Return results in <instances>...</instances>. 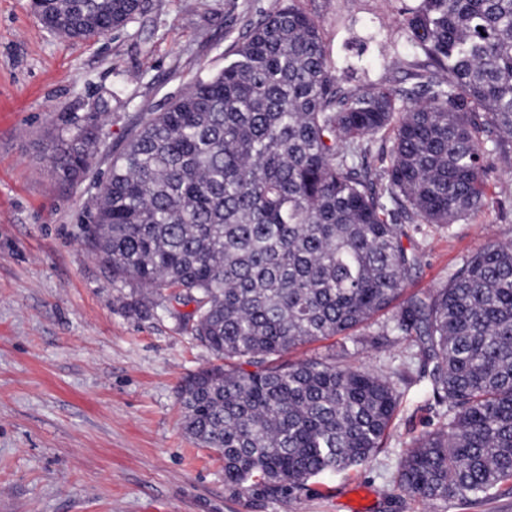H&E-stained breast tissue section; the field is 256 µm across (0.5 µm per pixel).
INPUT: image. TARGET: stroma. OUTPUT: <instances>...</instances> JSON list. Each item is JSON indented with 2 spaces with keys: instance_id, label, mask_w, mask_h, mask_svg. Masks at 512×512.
<instances>
[{
  "instance_id": "35a3bbf8",
  "label": "stroma",
  "mask_w": 512,
  "mask_h": 512,
  "mask_svg": "<svg viewBox=\"0 0 512 512\" xmlns=\"http://www.w3.org/2000/svg\"><path fill=\"white\" fill-rule=\"evenodd\" d=\"M279 0H146L126 27L87 41L44 28L30 0H0V512H512V482L466 506L413 499L395 465L412 437L442 423L420 374L416 339L382 336L378 314L361 342L336 336L298 347L297 362L390 377L400 400L368 464L311 478L285 502L230 498L224 464L183 430V380L213 363L173 316H136L128 285L84 244L98 180L142 113L162 111L224 54L249 19ZM410 0H298L350 86L393 85L384 57L407 55ZM105 134L92 170L72 182L44 147L75 124ZM484 207L450 225H421L423 262L406 285L427 296L464 256L512 241V162H495Z\"/></svg>"
}]
</instances>
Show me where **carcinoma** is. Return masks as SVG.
Instances as JSON below:
<instances>
[{"label":"carcinoma","instance_id":"1","mask_svg":"<svg viewBox=\"0 0 512 512\" xmlns=\"http://www.w3.org/2000/svg\"><path fill=\"white\" fill-rule=\"evenodd\" d=\"M39 22L87 40L145 0H37ZM392 87H345L319 25L298 6L247 24L219 73L134 129L93 204L86 244L147 316L175 301L220 363L181 386L186 434L224 462L229 496L286 501L312 477L383 447L399 394L386 378L288 350L349 335L394 309L420 343L446 421L397 463L410 496L473 503L512 480V242H490L426 298L405 295L423 253L413 224L485 205L512 158V0H418ZM389 135V158L370 161ZM99 129L47 145L63 181L85 174Z\"/></svg>","mask_w":512,"mask_h":512}]
</instances>
